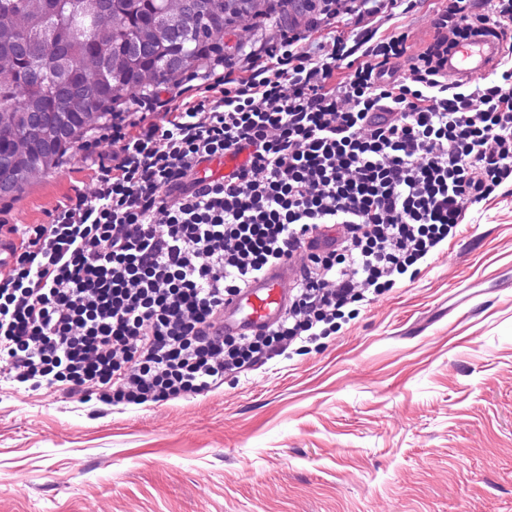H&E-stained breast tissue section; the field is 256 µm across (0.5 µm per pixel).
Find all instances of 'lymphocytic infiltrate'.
<instances>
[{"instance_id":"lymphocytic-infiltrate-1","label":"lymphocytic infiltrate","mask_w":512,"mask_h":512,"mask_svg":"<svg viewBox=\"0 0 512 512\" xmlns=\"http://www.w3.org/2000/svg\"><path fill=\"white\" fill-rule=\"evenodd\" d=\"M435 26L411 59L398 29L314 55L288 34L214 58L180 103L152 92L114 112L94 192L9 229L0 379L107 405L205 395L393 288L512 179V68L475 84L444 74L458 43L512 28V0H448ZM227 154L244 161L201 185L199 167ZM324 227L336 246L302 264L274 327L214 332L226 298Z\"/></svg>"}]
</instances>
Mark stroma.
Here are the masks:
<instances>
[{
    "instance_id": "stroma-1",
    "label": "stroma",
    "mask_w": 512,
    "mask_h": 512,
    "mask_svg": "<svg viewBox=\"0 0 512 512\" xmlns=\"http://www.w3.org/2000/svg\"><path fill=\"white\" fill-rule=\"evenodd\" d=\"M441 0L390 20L408 56ZM109 142L0 199L45 224ZM336 334L203 396L107 406L0 384V512H512V184Z\"/></svg>"
}]
</instances>
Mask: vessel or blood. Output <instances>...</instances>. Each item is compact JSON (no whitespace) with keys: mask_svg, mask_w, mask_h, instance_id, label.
Listing matches in <instances>:
<instances>
[{"mask_svg":"<svg viewBox=\"0 0 512 512\" xmlns=\"http://www.w3.org/2000/svg\"><path fill=\"white\" fill-rule=\"evenodd\" d=\"M500 56V44L491 37H475L448 55L449 79H470L486 75ZM297 264L284 260L250 280L244 290L224 304L217 323L227 335L258 332L277 323L286 311L298 277Z\"/></svg>","mask_w":512,"mask_h":512,"instance_id":"obj_1","label":"vessel or blood"}]
</instances>
